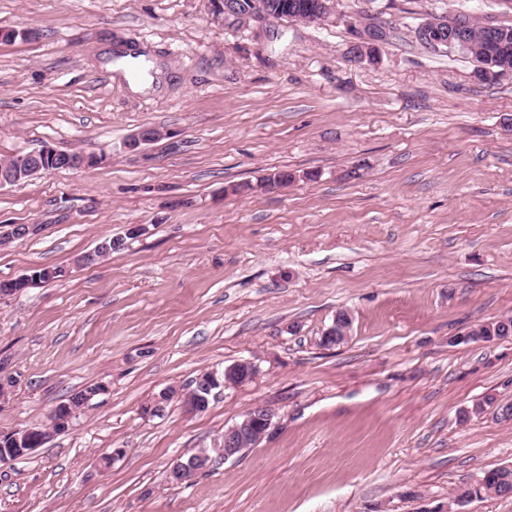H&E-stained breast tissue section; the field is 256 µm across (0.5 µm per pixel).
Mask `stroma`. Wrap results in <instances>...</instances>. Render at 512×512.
<instances>
[{
  "label": "stroma",
  "mask_w": 512,
  "mask_h": 512,
  "mask_svg": "<svg viewBox=\"0 0 512 512\" xmlns=\"http://www.w3.org/2000/svg\"><path fill=\"white\" fill-rule=\"evenodd\" d=\"M389 27L353 62L328 19L225 25L208 0H0V159L49 145L96 156L0 187V280L66 277L0 301V431L47 424L106 385L31 456L0 464V512H446L451 489L512 465V336L450 345L512 316V74L414 37L465 10L512 25V0H337ZM160 67L133 92L114 49ZM155 129L142 152L127 137ZM279 170L276 192L234 194ZM146 233L84 264L101 239ZM346 341L321 342L338 312ZM254 362L205 412L143 407L206 369ZM496 405L472 407L486 395ZM275 427L190 480L254 404ZM113 456L110 467L101 459ZM101 387V385L90 384L86 386L84 390L74 393L69 398L71 407L77 410L80 409L88 400L98 394V389ZM71 407L68 406V402L59 404L50 414L55 419L56 423H64L69 420L74 413Z\"/></svg>",
  "instance_id": "obj_1"
}]
</instances>
